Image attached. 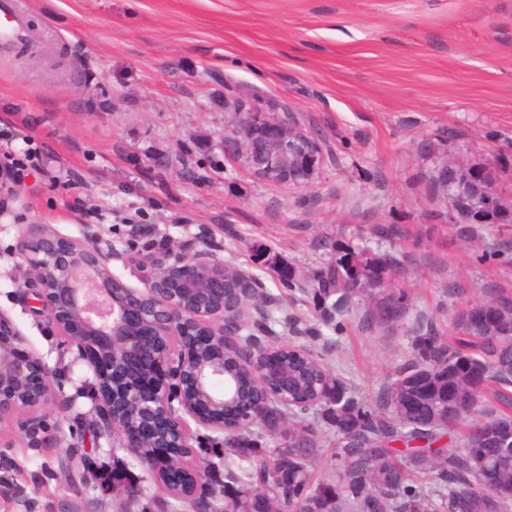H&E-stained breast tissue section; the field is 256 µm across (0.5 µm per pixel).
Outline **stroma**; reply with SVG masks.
<instances>
[{
    "label": "stroma",
    "mask_w": 512,
    "mask_h": 512,
    "mask_svg": "<svg viewBox=\"0 0 512 512\" xmlns=\"http://www.w3.org/2000/svg\"><path fill=\"white\" fill-rule=\"evenodd\" d=\"M36 37L0 54V122L47 149L40 169L0 188V312L59 373L72 401L37 445L0 425V512H119L103 484L121 468L142 487L145 512H187L137 460L102 436L89 461L67 450L97 418L95 377L33 311L17 283L15 244L38 222L78 238L86 229L129 276L127 256L180 245L257 275L276 300L284 341L304 345L376 403L414 331H447L452 314L497 288L512 292V225L484 236L486 258L464 249L419 152L441 128L451 151L482 162L512 150V0H23ZM285 104L323 136V162L305 186L261 178L225 160L231 99ZM80 178L81 188L54 183ZM376 224L401 236L381 241ZM391 252L405 262L412 310L381 332L349 318L312 335V305L283 288L267 258L310 272L325 239ZM267 249L255 259L253 245Z\"/></svg>",
    "instance_id": "obj_1"
}]
</instances>
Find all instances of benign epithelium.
<instances>
[{
  "instance_id": "7a95c632",
  "label": "benign epithelium",
  "mask_w": 512,
  "mask_h": 512,
  "mask_svg": "<svg viewBox=\"0 0 512 512\" xmlns=\"http://www.w3.org/2000/svg\"><path fill=\"white\" fill-rule=\"evenodd\" d=\"M233 112L245 133L224 136V156H237L245 144L256 168L295 185L310 183L317 167L301 154L306 137L278 107L247 114L236 102ZM439 166L481 179L460 157L445 156ZM15 252L25 267L20 287L35 286L42 316L95 376L102 399L98 434L116 435L121 448L170 487L188 489L203 479V468L185 462L196 438L220 442L257 420L268 403L291 404L281 342L243 335L245 321L227 338L224 261L211 252L171 247L161 258H128L142 273L141 288L112 272L111 255L90 231L72 239L45 224H26ZM240 344L251 348L255 386L265 395L255 405L215 389L224 379V356ZM52 378L53 370L0 313V423L16 419L36 443L55 445L57 430L41 412L64 413L69 401L54 393Z\"/></svg>"
}]
</instances>
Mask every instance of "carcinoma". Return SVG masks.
<instances>
[{
	"mask_svg": "<svg viewBox=\"0 0 512 512\" xmlns=\"http://www.w3.org/2000/svg\"><path fill=\"white\" fill-rule=\"evenodd\" d=\"M509 163L502 157L481 164V192L462 191V173L433 166L431 184L449 186L450 206L468 220L455 225L460 244L480 246V228L512 224V202L501 196ZM329 263L309 274L281 266V284L304 288L315 317L342 330L354 310L369 327L399 330L411 312L401 259L363 245L325 240ZM445 338L429 325L410 337L408 359L370 407L344 380L316 358L288 357L292 397L315 401L327 423L342 435L335 472L314 482L310 470L321 434L287 409L270 412L284 420L290 451L271 447L266 430L245 428L222 448H201L216 459L224 480L203 487L198 497L224 512H508L512 507V296L498 293L467 302L450 319ZM244 393L254 391L249 371L228 361ZM466 426L464 447H432L455 426ZM402 447L397 448L395 444ZM445 489L428 501L413 487L417 474ZM126 487L120 512L134 508L141 489Z\"/></svg>",
	"mask_w": 512,
	"mask_h": 512,
	"instance_id": "cac0c4a2",
	"label": "carcinoma"
}]
</instances>
